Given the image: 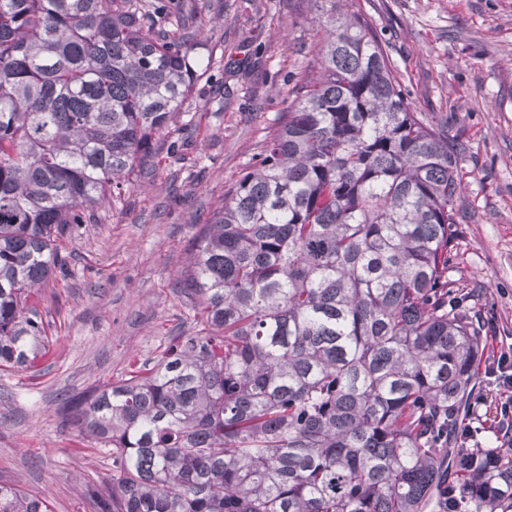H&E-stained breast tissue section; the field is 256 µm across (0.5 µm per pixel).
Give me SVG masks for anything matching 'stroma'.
<instances>
[{
    "label": "stroma",
    "instance_id": "obj_1",
    "mask_svg": "<svg viewBox=\"0 0 512 512\" xmlns=\"http://www.w3.org/2000/svg\"><path fill=\"white\" fill-rule=\"evenodd\" d=\"M202 75L169 132L111 206L80 225L66 275L38 305L55 343L38 376L0 372V484L93 512L112 462L80 451L66 399L121 378L195 331L180 287L192 240L263 152L317 49L324 0H191ZM386 49L418 111L464 146L460 238L448 283L512 345V0H342Z\"/></svg>",
    "mask_w": 512,
    "mask_h": 512
}]
</instances>
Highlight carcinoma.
Returning <instances> with one entry per match:
<instances>
[{
	"instance_id": "cac0c4a2",
	"label": "carcinoma",
	"mask_w": 512,
	"mask_h": 512,
	"mask_svg": "<svg viewBox=\"0 0 512 512\" xmlns=\"http://www.w3.org/2000/svg\"><path fill=\"white\" fill-rule=\"evenodd\" d=\"M331 8L318 71L195 235L197 329L64 404L112 459L95 512H512V447L456 432L481 328L448 287L458 143ZM156 0H0V370L39 372L62 253L198 77ZM0 512H50L0 484Z\"/></svg>"
}]
</instances>
